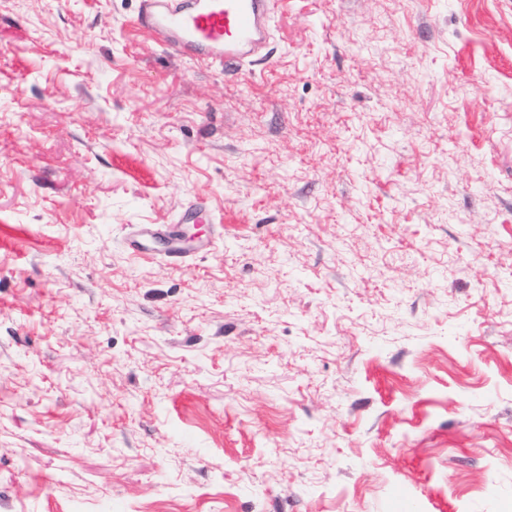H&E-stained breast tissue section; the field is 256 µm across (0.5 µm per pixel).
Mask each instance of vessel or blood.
I'll return each mask as SVG.
<instances>
[{
	"label": "vessel or blood",
	"mask_w": 512,
	"mask_h": 512,
	"mask_svg": "<svg viewBox=\"0 0 512 512\" xmlns=\"http://www.w3.org/2000/svg\"><path fill=\"white\" fill-rule=\"evenodd\" d=\"M280 0H141L135 26L175 54L227 68L261 55L272 37ZM208 209L193 201L174 224H139L125 241L135 256L177 262L191 257L182 247L184 224L204 223Z\"/></svg>",
	"instance_id": "b4317fda"
}]
</instances>
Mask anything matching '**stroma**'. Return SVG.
I'll use <instances>...</instances> for the list:
<instances>
[{
  "label": "stroma",
  "instance_id": "stroma-1",
  "mask_svg": "<svg viewBox=\"0 0 512 512\" xmlns=\"http://www.w3.org/2000/svg\"><path fill=\"white\" fill-rule=\"evenodd\" d=\"M138 9L0 0V512H512V0ZM280 0H141L134 23L175 54L224 68L253 63ZM208 209L199 201H192L182 210L175 224H137L126 238V248L137 257L156 259L159 255L169 262L183 261L193 253L208 251L213 242L185 249L179 241L180 224H203ZM165 239L168 245L159 250L156 245Z\"/></svg>",
  "mask_w": 512,
  "mask_h": 512
}]
</instances>
